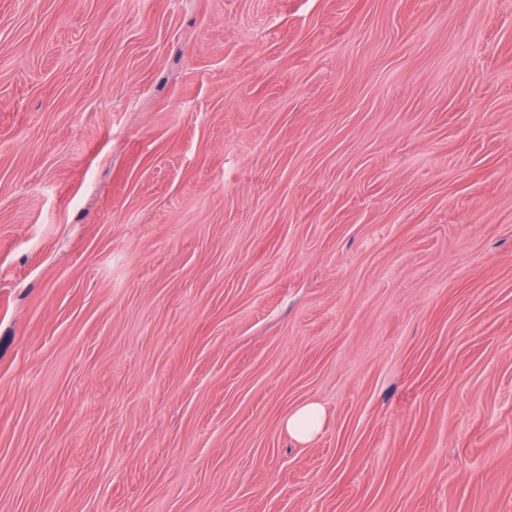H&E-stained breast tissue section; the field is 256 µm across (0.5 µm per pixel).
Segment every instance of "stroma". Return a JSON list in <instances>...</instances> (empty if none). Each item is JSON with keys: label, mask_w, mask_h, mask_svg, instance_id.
Masks as SVG:
<instances>
[{"label": "stroma", "mask_w": 512, "mask_h": 512, "mask_svg": "<svg viewBox=\"0 0 512 512\" xmlns=\"http://www.w3.org/2000/svg\"><path fill=\"white\" fill-rule=\"evenodd\" d=\"M0 512H512V0H0ZM323 410L313 402L304 403L285 419L288 433L301 442H311L323 427Z\"/></svg>", "instance_id": "1"}]
</instances>
